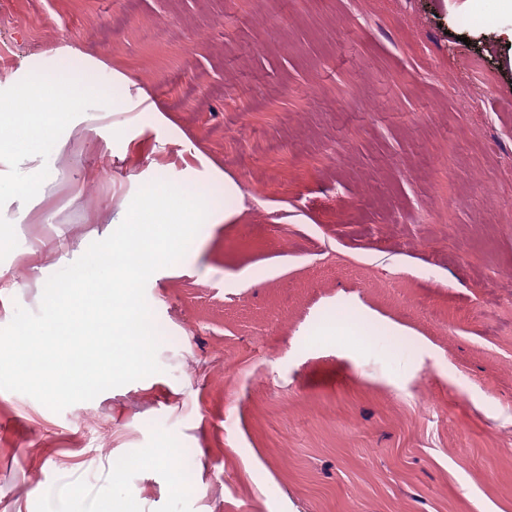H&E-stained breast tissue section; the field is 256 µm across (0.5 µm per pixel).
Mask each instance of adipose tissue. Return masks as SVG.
<instances>
[{
	"label": "adipose tissue",
	"instance_id": "adipose-tissue-1",
	"mask_svg": "<svg viewBox=\"0 0 512 512\" xmlns=\"http://www.w3.org/2000/svg\"><path fill=\"white\" fill-rule=\"evenodd\" d=\"M88 69V64L82 63L50 73L41 61L31 60L22 72L0 79V125L16 112L21 101L29 112L53 119L49 126L39 123L16 130L9 137L0 136V202L17 205L24 211L31 199L42 193L40 169L46 157L58 154L64 146L61 128L71 125L75 114L87 112L95 97L86 76ZM111 97L112 110L116 113L126 111L131 102L142 103V110L134 118L139 129L156 130L167 123L160 108L149 102L145 90L123 73L113 72ZM313 334L321 339L346 336L364 349L383 343L378 331L353 314H326L315 325ZM167 454L164 448H145L113 462L112 491L103 501L93 494L90 486L67 478L57 485L54 494H46L37 487L29 496L37 502L39 512H127L129 492L122 479L124 471L158 464Z\"/></svg>",
	"mask_w": 512,
	"mask_h": 512
}]
</instances>
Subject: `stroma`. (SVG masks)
I'll return each mask as SVG.
<instances>
[{"mask_svg":"<svg viewBox=\"0 0 512 512\" xmlns=\"http://www.w3.org/2000/svg\"><path fill=\"white\" fill-rule=\"evenodd\" d=\"M494 0H10L12 70L62 48L127 74L163 130L75 127L26 213L0 206V328L108 237L129 173L208 160L258 206L146 300L159 373L54 412L0 390V512L110 458L134 512H512V47ZM170 27L174 36L152 37ZM134 139L127 159L111 147ZM387 335L310 334L330 310ZM171 471L193 490L174 497Z\"/></svg>","mask_w":512,"mask_h":512,"instance_id":"1","label":"stroma"}]
</instances>
